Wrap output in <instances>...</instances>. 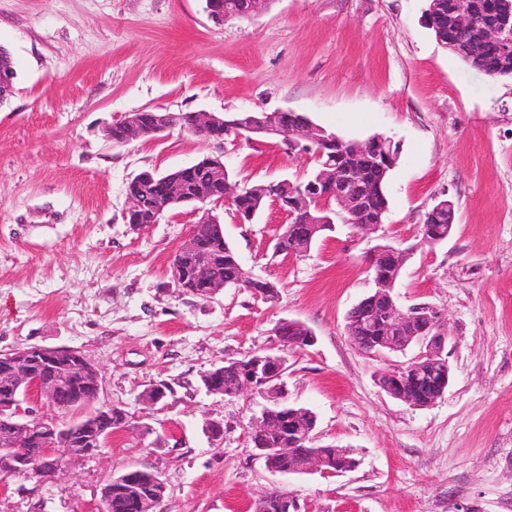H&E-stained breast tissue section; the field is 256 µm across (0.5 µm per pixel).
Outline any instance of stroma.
<instances>
[{
  "label": "stroma",
  "instance_id": "35a3bbf8",
  "mask_svg": "<svg viewBox=\"0 0 512 512\" xmlns=\"http://www.w3.org/2000/svg\"><path fill=\"white\" fill-rule=\"evenodd\" d=\"M204 0H0V45L18 78L0 107V352L73 347L102 378V402L135 426L51 483L0 487V512H97L99 492L130 468L162 474L159 512H249L277 489L316 512H512V79L491 78L438 44L426 0H276L249 20L214 23ZM204 110L231 116L289 110L336 135L380 134L398 148L388 210L376 233L337 223L303 256L273 252L286 214L267 203L256 223L216 209L244 269L275 282L277 302L242 288L209 299L179 290L173 254L190 209L126 224V186L140 171L187 165L210 147L173 129L115 144L127 113ZM224 162L245 184L303 179L313 164L276 138H226ZM452 199L448 239L419 245L438 200ZM409 249L399 306L428 303L453 336L451 382L414 408L382 392L380 359L355 347L346 315L371 293L369 256ZM284 319L313 345L285 354L290 404L317 416L315 441L347 448L354 470L270 473L249 423L265 393L206 392L203 372L276 351ZM173 391L161 410L145 389ZM218 421L221 441L203 427Z\"/></svg>",
  "mask_w": 512,
  "mask_h": 512
}]
</instances>
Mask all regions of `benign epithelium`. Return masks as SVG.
<instances>
[{
    "mask_svg": "<svg viewBox=\"0 0 512 512\" xmlns=\"http://www.w3.org/2000/svg\"><path fill=\"white\" fill-rule=\"evenodd\" d=\"M270 0H249L247 8L237 5L224 8L216 6V0H207V12L211 20L222 24L229 19H250L267 9ZM448 24L461 33L469 32L474 25V14L470 0H452L448 10ZM512 33V9L501 12L495 21L483 27L476 40L468 42L470 56L477 57L489 45ZM286 111L277 110L265 113V119L256 120L250 116L235 122V137L250 141L255 137H277L293 147L302 143L317 144L326 140L325 130L307 120L295 127H288ZM124 131V141L130 142L146 135L159 136L178 126L176 115L161 110L155 111L154 122L150 129L142 126L141 114L131 112L120 122ZM224 118L211 112L197 111L194 113L192 131L213 144L216 153L205 156L214 169L218 185L223 187V195L211 202L207 197H200L192 204L193 211L202 213L198 223L217 224L219 218L213 216L210 205L228 204L239 194V184L224 178ZM310 183H321L326 186L327 193L317 200L314 212L304 204V194L291 190V204L276 201L289 218L285 235L293 232V224L297 223L296 213L304 209L305 223L309 224V234L315 235L328 226L330 220L324 218L329 207L323 201L336 203L338 214L348 217L358 228L365 232H375L380 224H361L359 219L367 211L370 199V186L362 172L354 167L336 166L314 176ZM407 251L391 246L373 248L369 257V269L374 270L380 265L391 269L390 278L375 282L376 292L362 299L366 312L371 313L378 299L386 298L384 309L378 312V341L380 345L373 356L383 358L385 349L399 348V343L406 342L407 337L401 332L408 323L418 322L421 330L416 342L422 351L415 358L419 362L448 365L445 351L452 342L443 314L431 305L416 304L406 309L398 306L394 300V289L406 260ZM223 254L201 249L193 236H188L177 248L172 259V276L182 292L195 297L207 299L223 290L214 275ZM4 370L0 377L4 380L3 392L0 393V418L13 424L14 432L0 440V485L27 470H34L42 475V480H55L74 462L82 461L98 454L100 445L97 437L76 440L69 430L58 427V420L47 416H37L29 407H22L31 392H36L44 403L52 407L57 394L68 386L74 378H79L87 387L101 392L102 384L99 369L80 350L68 347H46L30 345L14 349L0 358ZM376 385L387 395L400 399L407 405L422 408L424 404L416 402L412 395L403 390V383L388 370H380L375 375ZM168 391L160 384L152 385L150 398L144 404L154 409L167 405ZM41 434L42 453L30 458L24 453L32 431ZM288 457L293 465L284 470L279 467H268L273 474L287 477L297 474L320 472L328 473L321 462L304 448L291 444L287 448H263L260 458L266 456ZM126 486L133 501L134 512H156L161 503L155 491L141 486L138 475L124 472L112 478V482L100 489L98 512H106L111 498L112 484Z\"/></svg>",
    "mask_w": 512,
    "mask_h": 512,
    "instance_id": "obj_1",
    "label": "benign epithelium"
}]
</instances>
